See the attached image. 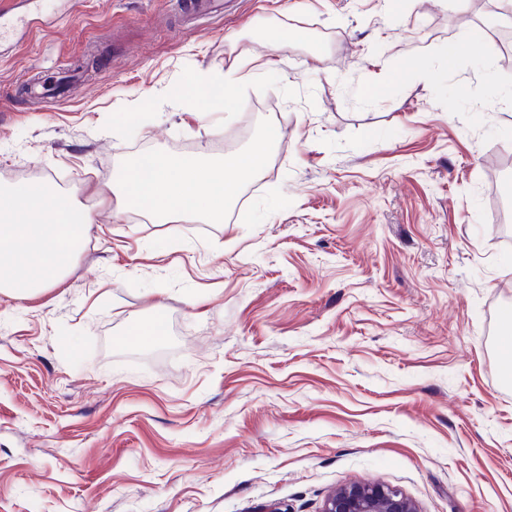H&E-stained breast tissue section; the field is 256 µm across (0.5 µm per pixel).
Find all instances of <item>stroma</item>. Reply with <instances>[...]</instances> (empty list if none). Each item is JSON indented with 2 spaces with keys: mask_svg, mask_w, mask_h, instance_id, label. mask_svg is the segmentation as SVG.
<instances>
[{
  "mask_svg": "<svg viewBox=\"0 0 512 512\" xmlns=\"http://www.w3.org/2000/svg\"><path fill=\"white\" fill-rule=\"evenodd\" d=\"M488 3L39 0L37 36L0 44V189L100 228L60 284L0 294V512H322L346 483L512 512V42ZM236 58L231 106L203 98ZM270 127L223 223L111 194L141 153Z\"/></svg>",
  "mask_w": 512,
  "mask_h": 512,
  "instance_id": "35a3bbf8",
  "label": "stroma"
}]
</instances>
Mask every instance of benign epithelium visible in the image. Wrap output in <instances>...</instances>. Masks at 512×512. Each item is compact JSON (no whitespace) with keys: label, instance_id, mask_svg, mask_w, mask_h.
I'll return each instance as SVG.
<instances>
[{"label":"benign epithelium","instance_id":"1","mask_svg":"<svg viewBox=\"0 0 512 512\" xmlns=\"http://www.w3.org/2000/svg\"><path fill=\"white\" fill-rule=\"evenodd\" d=\"M323 512H418L399 489L368 484H345L327 498Z\"/></svg>","mask_w":512,"mask_h":512}]
</instances>
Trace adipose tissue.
Segmentation results:
<instances>
[{
	"label": "adipose tissue",
	"instance_id": "obj_1",
	"mask_svg": "<svg viewBox=\"0 0 512 512\" xmlns=\"http://www.w3.org/2000/svg\"><path fill=\"white\" fill-rule=\"evenodd\" d=\"M271 135L247 151L222 157H168L147 154L119 170L113 194L148 212L155 223L168 224L192 212L220 223L239 189L264 168ZM206 184L222 186L215 199ZM95 217L75 205L68 194L39 184L0 190V293L27 296L57 284L75 255L88 243Z\"/></svg>",
	"mask_w": 512,
	"mask_h": 512
}]
</instances>
